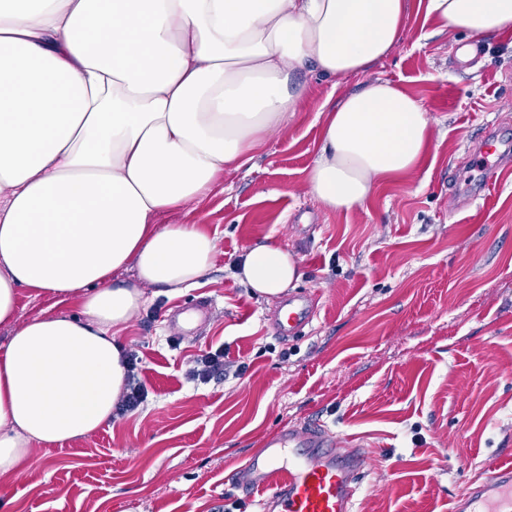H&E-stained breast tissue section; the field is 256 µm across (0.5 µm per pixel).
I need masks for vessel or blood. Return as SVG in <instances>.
Listing matches in <instances>:
<instances>
[{
  "label": "vessel or blood",
  "mask_w": 512,
  "mask_h": 512,
  "mask_svg": "<svg viewBox=\"0 0 512 512\" xmlns=\"http://www.w3.org/2000/svg\"><path fill=\"white\" fill-rule=\"evenodd\" d=\"M511 151L494 138H482L473 162L484 187L496 186ZM315 316L311 298L291 297L278 306L272 330L286 340ZM368 454L350 440H339L321 425L286 426L269 434L260 454L235 471L244 501H258L275 512H355ZM452 512H512V464L495 466L455 500Z\"/></svg>",
  "instance_id": "obj_1"
}]
</instances>
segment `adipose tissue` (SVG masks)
I'll return each mask as SVG.
<instances>
[{
  "label": "adipose tissue",
  "mask_w": 512,
  "mask_h": 512,
  "mask_svg": "<svg viewBox=\"0 0 512 512\" xmlns=\"http://www.w3.org/2000/svg\"><path fill=\"white\" fill-rule=\"evenodd\" d=\"M413 10L474 38L512 29V0H0V324H16L23 288L80 300L0 348V475L109 424L118 338L148 288L173 297L211 268L214 237L157 216L286 134L302 71L366 73ZM429 126L421 99L368 81L327 112L309 195L335 212L365 203L418 167ZM129 265L136 283L115 282ZM237 276L268 300L298 261L260 244Z\"/></svg>",
  "instance_id": "1"
}]
</instances>
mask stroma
Listing matches in <instances>:
<instances>
[{
  "label": "stroma",
  "instance_id": "stroma-1",
  "mask_svg": "<svg viewBox=\"0 0 512 512\" xmlns=\"http://www.w3.org/2000/svg\"><path fill=\"white\" fill-rule=\"evenodd\" d=\"M409 17L399 45L366 74L301 76L306 108L210 196L163 213L217 242L213 266L175 297L159 295L123 332L147 402L96 433L36 449L0 477V512H257L232 471L284 425L320 423L361 443L373 463L356 512H449L468 482L512 460V177L479 198L453 196L448 173L475 185L469 160L486 126L512 142V32L479 38ZM420 98L431 138L418 170L331 213L305 179L321 145V112L368 80ZM288 247L295 294L317 315L283 341L278 303L233 275L244 251ZM223 346L240 377L189 381L202 351Z\"/></svg>",
  "mask_w": 512,
  "mask_h": 512
}]
</instances>
